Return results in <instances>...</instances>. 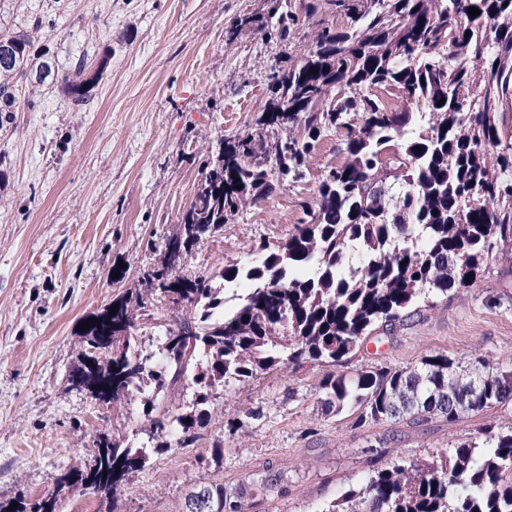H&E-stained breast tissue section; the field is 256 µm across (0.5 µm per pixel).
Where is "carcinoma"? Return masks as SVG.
Masks as SVG:
<instances>
[{
    "instance_id": "cac0c4a2",
    "label": "carcinoma",
    "mask_w": 512,
    "mask_h": 512,
    "mask_svg": "<svg viewBox=\"0 0 512 512\" xmlns=\"http://www.w3.org/2000/svg\"><path fill=\"white\" fill-rule=\"evenodd\" d=\"M280 2L272 0L271 14L278 15L279 38L286 40L298 17L281 12ZM323 2L346 15L350 27H319L308 55L273 66L271 97L257 119L261 126L291 124L300 131L272 143L253 135L221 142L216 157L204 163L180 232L164 243L162 264L143 271L146 288L126 289L112 300L116 314L103 308L81 332L85 353L69 380L95 400L125 399L147 379L159 391L187 379L198 386L185 414L153 400L143 404L157 449L171 447L172 429L180 431V447L193 442L220 387L303 359L342 361L412 306L468 286L465 277L476 280L485 257L512 240V126L501 111L509 89L506 62L512 61V0ZM470 7L480 14L471 17ZM40 29L0 36V46L12 49L0 58V112L13 111L11 81L27 74ZM440 44L453 54L432 52ZM58 82L80 112L96 75L86 76L81 63ZM378 89L399 106H387ZM332 128L347 131L346 161L325 171L315 201L301 204L298 233L273 248L259 243L256 265L224 268L225 282L244 280L249 288L230 314L216 313L223 289L205 277H176L174 269L247 202L267 197L277 184L302 182L308 156ZM491 148L497 149L492 164ZM151 290L195 309L188 318L153 317L152 327L164 329L162 367L149 366L138 353L132 318ZM322 391L328 410L356 405L359 425L404 418L452 422L465 412L512 403V371L487 362L469 371L437 353L405 370L367 367L350 378L332 375ZM147 458L143 448L100 436L94 464L68 470L58 485L88 482L99 497L98 512H116L128 476ZM218 499L231 512H250L247 494L229 493L218 481L197 484L182 512H211ZM344 500L350 512H512V426L483 430L438 462L374 470ZM56 507L53 493L33 503L21 498L6 512Z\"/></svg>"
}]
</instances>
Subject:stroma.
I'll return each instance as SVG.
<instances>
[{
  "mask_svg": "<svg viewBox=\"0 0 512 512\" xmlns=\"http://www.w3.org/2000/svg\"><path fill=\"white\" fill-rule=\"evenodd\" d=\"M307 2L288 0L299 21L283 41L269 0H0V33L40 23L32 55L48 56L52 67L44 82L17 80L14 111L0 112L1 503L52 493L64 471L91 464L93 442L105 433L149 456L124 486L118 512H180L204 480L230 492L246 487L254 512H324L373 468L431 460L512 419L509 406L452 423L360 426L352 409L328 412L320 403L326 375L409 368L437 352L512 369V263L495 254L473 285L376 330L342 362L306 359L224 387L207 426L184 448L155 447L143 413L153 384L110 403L71 387L84 352L80 323L160 262L203 160L225 139L287 137L288 126L257 125L269 69L306 54L317 22L349 24L325 8L306 18ZM79 62L99 74L80 112L55 81ZM345 146V129L324 133L305 180L229 216L177 276H215L255 258L260 241L284 244L303 217L300 201L314 200L324 171L344 163ZM251 411L258 417L250 421ZM235 418L244 426L231 428ZM218 440L224 456L216 463ZM268 468L281 476L270 492L252 483Z\"/></svg>",
  "mask_w": 512,
  "mask_h": 512,
  "instance_id": "35a3bbf8",
  "label": "stroma"
}]
</instances>
